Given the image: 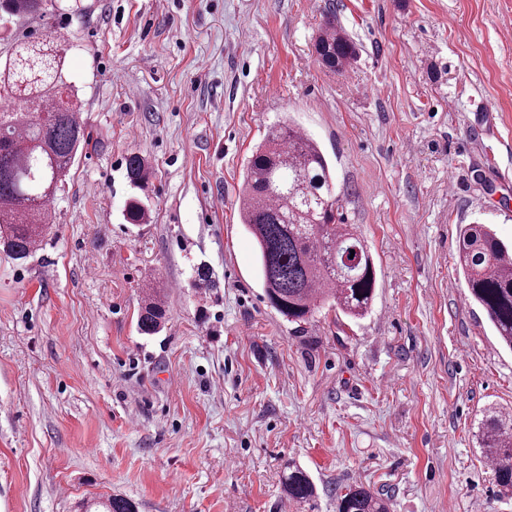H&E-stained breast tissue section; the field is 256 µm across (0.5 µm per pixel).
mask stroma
<instances>
[{
    "label": "stroma",
    "instance_id": "obj_1",
    "mask_svg": "<svg viewBox=\"0 0 512 512\" xmlns=\"http://www.w3.org/2000/svg\"><path fill=\"white\" fill-rule=\"evenodd\" d=\"M49 3L13 29L66 36L90 141L35 254L0 252V512H336L354 485L391 512H512L474 437L512 414V350L456 265L461 225L512 242V0ZM331 14L358 47L334 73L312 57ZM282 122L374 259L361 319L300 326L264 297L238 195ZM290 464L313 500L284 496ZM166 319V310L155 293L144 298L138 318V329L141 334H157Z\"/></svg>",
    "mask_w": 512,
    "mask_h": 512
}]
</instances>
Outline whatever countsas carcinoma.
Instances as JSON below:
<instances>
[{"mask_svg": "<svg viewBox=\"0 0 512 512\" xmlns=\"http://www.w3.org/2000/svg\"><path fill=\"white\" fill-rule=\"evenodd\" d=\"M10 20L43 17L45 0H0V15ZM64 41L14 38L0 61V236L4 251L24 261L42 242L49 203L88 133L79 109L63 99ZM322 68L336 72L357 57L356 47L329 16L314 44ZM127 177L145 178L141 158L128 160ZM329 164L321 147L288 123L269 132L248 159L239 193L242 224L257 244L266 297L289 322H309L320 303L330 301L349 318L364 316L372 304L376 270L351 224L336 218ZM469 299L487 315L496 336L512 350V245L486 224H465L457 250ZM166 310L157 295L144 298L138 329L158 333ZM479 447L494 472L499 493L512 497V416L494 408L477 421ZM288 499L303 503L316 487L292 465L284 479ZM102 512H139L134 501L112 496L97 503ZM336 512H390L389 500L362 485L337 497Z\"/></svg>", "mask_w": 512, "mask_h": 512, "instance_id": "1", "label": "carcinoma"}]
</instances>
